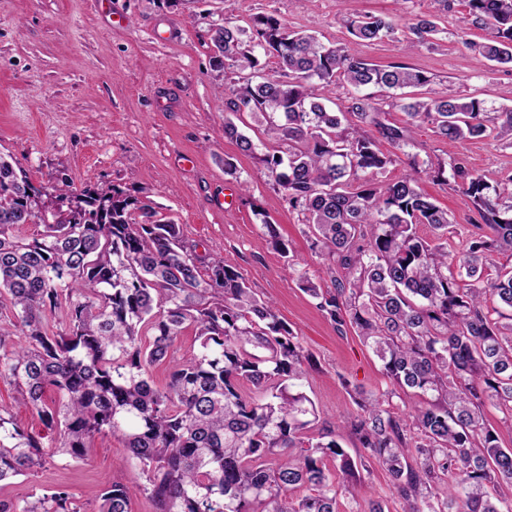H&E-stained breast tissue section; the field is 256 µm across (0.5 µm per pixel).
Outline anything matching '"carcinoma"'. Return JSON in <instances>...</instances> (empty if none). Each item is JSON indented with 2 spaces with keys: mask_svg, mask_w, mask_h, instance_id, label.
Here are the masks:
<instances>
[{
  "mask_svg": "<svg viewBox=\"0 0 512 512\" xmlns=\"http://www.w3.org/2000/svg\"><path fill=\"white\" fill-rule=\"evenodd\" d=\"M465 45L488 61L512 64V0H465ZM351 43L395 34L398 19L342 17ZM421 40L439 33L418 16ZM210 67L237 69L224 100V135L254 156L288 206L307 221L311 250L330 284L297 281L344 335L351 329L381 362L393 388L358 392L350 433L390 475L402 512H512V190L490 185L458 158L453 178L478 219L474 234L448 251V211L420 186L442 163L416 162L399 180L376 185L367 174L385 155L364 127L395 149L413 145L424 121L448 143L494 137L512 146V109L479 98H417L428 82L405 64H372L353 48L321 43L261 15L246 27L215 31ZM276 59L262 73L260 59ZM341 81L347 104L333 109L320 89ZM376 88L406 116L386 124L366 93ZM250 118L273 143L259 150L236 122ZM21 224H41L29 240ZM426 224L431 239L418 233ZM283 257L287 244L265 223ZM467 281V287L460 282ZM0 380L39 417L44 431L18 424L0 405V483L37 471L58 453L86 455L97 435L121 439L146 475L142 491L156 512H338L356 497L361 470L335 431H310L320 412L304 391L313 355L271 302L256 296L224 257L198 252L180 224L116 186L75 194L66 183L35 186L13 159L0 156ZM63 314L62 325L53 324ZM197 350L174 358L183 329ZM169 360L168 382L149 368ZM56 395L45 403L47 391ZM425 401L406 415L393 410L399 391ZM499 414L493 426L485 407ZM335 462L334 471L325 461ZM307 488L295 499L291 493ZM136 489L114 482L97 512H129ZM0 512H79L73 494L53 490Z\"/></svg>",
  "mask_w": 512,
  "mask_h": 512,
  "instance_id": "1",
  "label": "carcinoma"
}]
</instances>
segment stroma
Here are the masks:
<instances>
[{
  "instance_id": "1",
  "label": "stroma",
  "mask_w": 512,
  "mask_h": 512,
  "mask_svg": "<svg viewBox=\"0 0 512 512\" xmlns=\"http://www.w3.org/2000/svg\"><path fill=\"white\" fill-rule=\"evenodd\" d=\"M463 0H0V154L20 163L34 185L68 179L74 190L116 185L182 224L187 238L223 255L250 288L274 303L279 317L316 357L319 368L304 391L322 420L337 426L355 410L356 388L390 389L380 361L354 333L339 334L288 269L296 262L320 279L322 262L308 248L305 217L275 191L257 159L224 135V99L235 69L212 71L214 28L231 20L247 25L272 15L289 29L323 42L345 44L341 15L430 16L441 28L426 43L408 30L359 46L372 63H403L428 78L425 96L479 97L500 107L512 87V65L474 54L459 38ZM378 147L392 163L374 175L396 181L417 162L465 160L490 184L512 175V146L490 138L456 147L420 124L409 154L387 141ZM232 160L240 179L224 174ZM421 186L453 219L448 248H461L477 214L468 197L423 178ZM275 224L290 250L282 257L265 240L263 222ZM145 477L122 441L95 438L85 459L53 457L36 472L0 487V500L18 502L59 488L85 512H95L103 489L134 487ZM387 498L402 512L388 473L370 464L357 498H340V512H363L365 501Z\"/></svg>"
}]
</instances>
